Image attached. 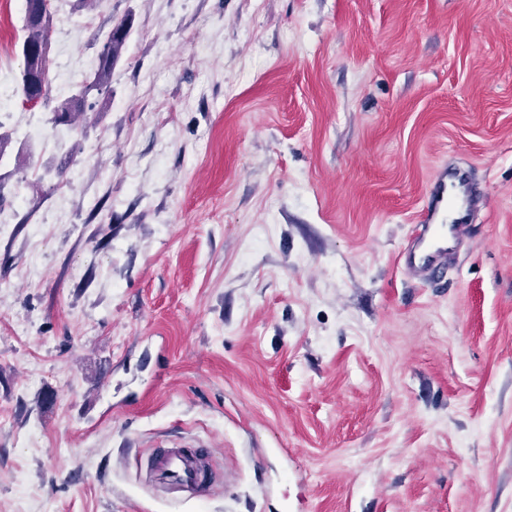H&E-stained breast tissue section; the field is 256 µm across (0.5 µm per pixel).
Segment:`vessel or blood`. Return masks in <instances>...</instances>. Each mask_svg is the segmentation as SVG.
<instances>
[{"mask_svg": "<svg viewBox=\"0 0 512 512\" xmlns=\"http://www.w3.org/2000/svg\"><path fill=\"white\" fill-rule=\"evenodd\" d=\"M475 194L463 173L437 178L423 222L400 257L407 271L416 275L433 272L455 255L464 229L460 214L469 209ZM214 455L211 448H159L147 462L146 477L173 500L200 498L211 489L208 473Z\"/></svg>", "mask_w": 512, "mask_h": 512, "instance_id": "1", "label": "vessel or blood"}]
</instances>
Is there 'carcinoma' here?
Returning a JSON list of instances; mask_svg holds the SVG:
<instances>
[{
	"mask_svg": "<svg viewBox=\"0 0 512 512\" xmlns=\"http://www.w3.org/2000/svg\"><path fill=\"white\" fill-rule=\"evenodd\" d=\"M51 21L50 7H39L38 0H25L17 92L22 103L28 106L37 100L42 104L47 101ZM130 29L131 21L128 19L112 27L98 52L95 68L83 80L79 91L53 110L54 123L72 124L77 115L83 112L87 98L94 92L99 94L108 88L112 69L122 59Z\"/></svg>",
	"mask_w": 512,
	"mask_h": 512,
	"instance_id": "carcinoma-1",
	"label": "carcinoma"
}]
</instances>
